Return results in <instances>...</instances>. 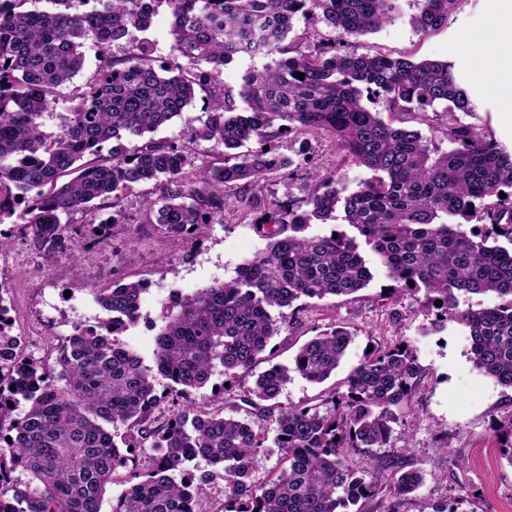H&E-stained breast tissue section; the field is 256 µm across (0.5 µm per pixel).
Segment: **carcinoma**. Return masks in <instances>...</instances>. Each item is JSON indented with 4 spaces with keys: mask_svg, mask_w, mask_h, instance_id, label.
I'll return each mask as SVG.
<instances>
[{
    "mask_svg": "<svg viewBox=\"0 0 512 512\" xmlns=\"http://www.w3.org/2000/svg\"><path fill=\"white\" fill-rule=\"evenodd\" d=\"M38 2L0 0V224L16 226L47 259L76 258L107 241L97 227L123 223V191L152 183L142 223L179 247L224 223L228 188L260 211L254 224L269 243L231 279L174 308L161 305L151 366L119 340L137 324L143 282L98 290L108 318L95 332L74 326L51 364L21 354L0 288V512H101L112 473L147 446L155 451L151 469L128 472L112 512H196L201 487L218 480L224 503L217 512H348L378 496L390 500L388 512H399L422 484L421 472L356 470L345 457L389 445L395 410L422 375L410 341L366 352L345 390L328 393L333 409L325 412L277 398L292 373L320 384L336 372L353 339L343 327L311 338L292 365L269 366L241 394L216 389V410L193 406L189 396L218 367L235 380L265 360L285 323L281 309L367 287L372 273L359 236L392 293L425 290L436 310L432 326H463L474 368L512 389V250L496 244L512 243V149L488 127L459 119L473 104L453 65L343 50L346 39L401 17L398 0H98L91 12L74 11L76 0H45L52 10L26 7ZM418 2L409 23L429 34L448 25L458 0ZM163 5L172 17L173 61L157 68L154 42L142 33ZM298 15L328 32L289 38ZM86 39L98 47L97 69L73 94L62 132L48 137L40 119L83 70ZM120 41L117 57L112 46ZM257 53L271 64L245 71L238 90L225 88L224 65ZM199 92L205 111L186 115ZM366 92L388 112L445 119L448 150L386 122L363 103ZM175 118L198 123V140L223 143L224 161L189 173L184 146L145 137ZM321 132L371 176L349 194L322 177L303 206L259 198L261 178L293 165L276 142ZM131 137L138 143L129 147ZM339 205L358 236L336 228L305 234L314 219H336ZM489 292L498 298L492 307L460 306ZM159 376L169 392L157 393ZM165 401L170 414L159 422ZM242 404L251 417H235ZM269 420L271 441L263 431ZM117 423L124 433L112 432ZM268 446L280 450L285 467L257 484L253 460ZM194 460L205 469H187ZM18 470L28 475L23 490Z\"/></svg>",
    "mask_w": 512,
    "mask_h": 512,
    "instance_id": "obj_1",
    "label": "carcinoma"
}]
</instances>
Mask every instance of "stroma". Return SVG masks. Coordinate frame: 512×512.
<instances>
[{"mask_svg": "<svg viewBox=\"0 0 512 512\" xmlns=\"http://www.w3.org/2000/svg\"><path fill=\"white\" fill-rule=\"evenodd\" d=\"M499 6L500 0H459L447 27L423 35L409 23L418 11L417 0H400L401 19L352 40L351 46L361 53L452 61L476 106L475 112L461 114V121L485 124L500 144L512 146V92L505 89L503 69L486 67L481 59L483 43L496 37ZM83 52L84 68L74 85L61 89L41 119L46 135L60 132L75 85L96 70L93 44L85 43ZM154 137L191 146L188 160L194 166L224 158L223 144L195 141L192 125L180 119L161 126ZM279 150L294 160L296 169L265 176L260 196L267 201L307 198L320 174L336 176L350 190L368 176L364 167L341 161L335 143L323 134L284 138ZM149 190L143 184L123 192L127 223L114 225L108 245L80 259L59 256L48 261L34 253L27 239L13 238L4 255L10 260L14 331L21 338L23 355L54 357L56 345L75 324L104 318L94 298L96 289L115 282L153 281L156 288L142 294L140 307L154 321L169 288L191 295L198 288L223 283L244 258L265 250L267 240L253 225L254 213L237 203L231 189L224 192L223 223L209 225L197 243L173 247L154 226L141 221L142 198ZM360 253L373 279L355 298L302 299L287 308V322L266 350L271 362L291 365L300 346L336 326L346 327L353 341L335 375L319 385L292 375L280 402L329 409L327 391L341 386L368 347L406 338L417 349L423 375L409 403L397 411L389 447L352 453L350 464L366 469L374 463H400L420 469L423 483L400 512H431L433 504L446 502L458 504L459 512H505L512 506V464L500 452L496 429L512 417V389L474 368L463 327L450 324L432 330L434 313L423 293L386 298L391 282L378 257L366 245ZM484 448L491 449V456H481Z\"/></svg>", "mask_w": 512, "mask_h": 512, "instance_id": "obj_1", "label": "stroma"}]
</instances>
